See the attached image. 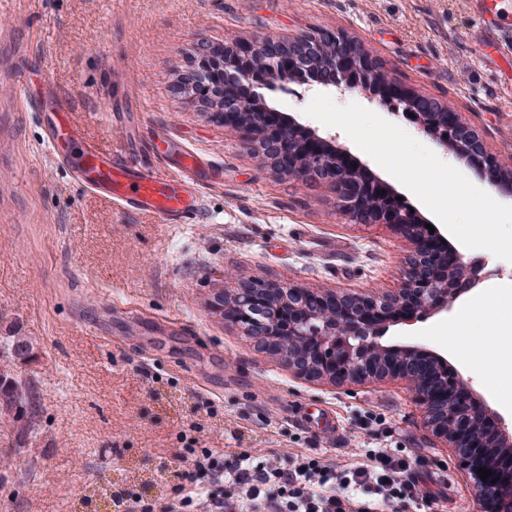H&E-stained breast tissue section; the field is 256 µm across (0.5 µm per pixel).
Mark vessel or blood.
<instances>
[{
    "mask_svg": "<svg viewBox=\"0 0 512 512\" xmlns=\"http://www.w3.org/2000/svg\"><path fill=\"white\" fill-rule=\"evenodd\" d=\"M471 15L484 41L512 47V11L502 0H471ZM0 94L16 99L35 112L49 127L44 140L56 167L75 175L95 195L136 214H148L163 224H181L200 214L199 194L188 192L185 180L218 184L222 167L204 165L199 153L178 146L168 134H161L157 149L173 156L172 175H163L133 162L130 156L100 149L90 141L84 124L76 119L72 94L47 85L43 97H35L30 72H17L9 84H0Z\"/></svg>",
    "mask_w": 512,
    "mask_h": 512,
    "instance_id": "vessel-or-blood-1",
    "label": "vessel or blood"
}]
</instances>
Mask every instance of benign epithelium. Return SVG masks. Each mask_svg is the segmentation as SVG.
I'll use <instances>...</instances> for the list:
<instances>
[{
	"mask_svg": "<svg viewBox=\"0 0 512 512\" xmlns=\"http://www.w3.org/2000/svg\"><path fill=\"white\" fill-rule=\"evenodd\" d=\"M336 43L335 56L332 60L335 72L339 73L334 88L339 93L356 92L379 105L391 102L390 114L402 116L417 127L444 150L451 152L458 159L472 155L480 159V165L491 173L498 167L495 157L488 152L479 133L463 123L453 112H410L399 108V102L410 100L402 87L394 79L386 82V96L378 98L364 90L361 81L365 74L373 73L379 68V62L358 43L339 36H328ZM315 37L300 39H273L258 33L251 42L244 45L224 47V58L232 59L233 69L224 75L235 82L253 83L255 94L263 95L272 88H287L292 81V73L285 65L295 46ZM261 50L269 61L264 78L256 81L254 75L244 64V59ZM269 137L279 141L284 147L281 169L286 171L295 164L301 153H312L308 143L300 136V123L290 115L288 122L269 130ZM336 159V165L345 166V159L350 156L346 145L317 136ZM363 184L361 190H342L334 187L336 203H345L346 207L358 210V222L361 224H388L414 245L413 259L408 278L395 292L381 295H350L335 291L316 294L321 306L336 311L333 324H326L322 317L303 314L296 321L288 322V335L300 338H317L319 347L314 360L323 366L334 367L333 375L327 380L337 384H363L380 381L388 377H401L417 380L421 371L419 360L408 364L401 357L383 353L378 349L377 339L387 329L385 320L400 316L406 325L413 326L422 317L432 312L436 315L446 314L451 310L459 294L469 291L482 283L490 272L485 264L475 258H464L457 250L452 257H439L432 252L427 233H419L416 228L425 227L417 213L410 208L399 206L390 194H382L385 186L375 177L368 166H357ZM383 197L387 202L384 211H375L363 204L367 193ZM266 287L265 280L255 279L234 292L241 308L245 309L261 302V293ZM443 393L448 397V406L456 413V424L450 428L438 422L433 406L434 397L416 392V399L424 409L423 424L431 435L453 448L458 469L470 478H478L476 455L473 448L477 442L470 436L467 415L473 411L480 412L487 423L491 424L493 437H498L500 428L509 426L505 416L494 409H483L472 401L474 387L471 381L463 377H450L444 372L436 374ZM477 499L481 512H503V504L512 502V475L494 471L486 480L480 481Z\"/></svg>",
	"mask_w": 512,
	"mask_h": 512,
	"instance_id": "obj_1",
	"label": "benign epithelium"
}]
</instances>
